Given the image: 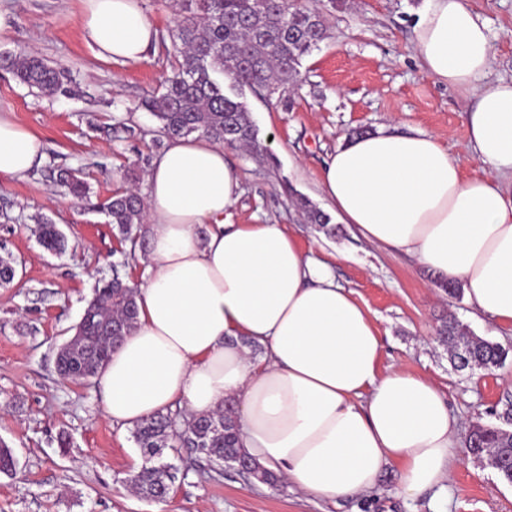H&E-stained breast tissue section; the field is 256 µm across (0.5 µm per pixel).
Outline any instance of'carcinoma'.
<instances>
[{"instance_id":"obj_1","label":"carcinoma","mask_w":512,"mask_h":512,"mask_svg":"<svg viewBox=\"0 0 512 512\" xmlns=\"http://www.w3.org/2000/svg\"><path fill=\"white\" fill-rule=\"evenodd\" d=\"M326 36L317 12L293 7L290 0H183L174 26L175 61L163 91L140 106L151 112L169 139L199 134L228 147L259 150L257 131L240 98L248 87L272 95L286 93L300 82L302 58ZM7 69L29 89L42 95H70L71 79L63 67L35 56H0ZM57 181L76 200L87 198L88 186L77 174L61 169ZM300 205L307 221L326 228L331 217L310 202ZM99 208L123 238L136 242L145 213L144 197L136 187L115 192ZM38 241L50 253L66 247L64 234L39 217ZM137 319L134 288L113 268L84 309L82 334L73 337L56 358L58 372L85 383L97 376L112 349L131 331ZM450 349L470 346L476 363L492 370L503 364L506 349L498 343L471 338L470 329L452 320L440 329ZM132 436L145 464L128 477L130 486L149 499L161 486L172 485L176 468L161 463L164 450L189 448L199 459L236 465L245 458L232 407L211 414L182 417L181 411L156 413L133 427ZM480 443L500 453L499 476L512 483V450L499 428L484 426Z\"/></svg>"}]
</instances>
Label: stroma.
<instances>
[{"label": "stroma", "mask_w": 512, "mask_h": 512, "mask_svg": "<svg viewBox=\"0 0 512 512\" xmlns=\"http://www.w3.org/2000/svg\"><path fill=\"white\" fill-rule=\"evenodd\" d=\"M486 19L494 52L490 79L512 77V0H467ZM424 0H301L319 12L327 36L301 61L299 89L243 99L258 131L260 152L226 148L242 194L224 214L228 224H282L302 250L326 263L338 284L367 308L383 339V366L432 379L459 422L458 456L446 488L415 499L394 494L395 470L377 488L333 505L300 494L290 483H250L227 467H198L180 450L166 501L134 495L129 475L143 464L130 427L104 415L98 382L75 384L55 370L58 347L69 340L97 282L112 265L139 281L144 250L125 258L129 242L98 206L126 187L127 170L165 147L158 121L139 108L170 71L175 0H143L159 39L145 61L98 58L82 29V0H0L12 28L0 55L34 54L69 68L81 90L67 98L38 96L0 70V110L37 133L44 160L26 176L0 182V256L16 261L13 283L0 285V440L17 466L0 473V512H512V484L467 457L474 426L502 425L512 408V329L475 312L464 294L448 296L414 259L373 247L345 224L329 233L306 223L299 206L329 205L320 186L323 161L351 130L397 124L437 135L451 154L467 157L464 92L436 84L413 53L412 25ZM134 128L136 137L125 134ZM78 171L89 185L81 201L56 180ZM64 233L54 255L37 239L36 216ZM508 352L500 368L455 370L437 330L448 318ZM70 445H59L60 436Z\"/></svg>", "instance_id": "1"}]
</instances>
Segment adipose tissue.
<instances>
[{"mask_svg": "<svg viewBox=\"0 0 512 512\" xmlns=\"http://www.w3.org/2000/svg\"><path fill=\"white\" fill-rule=\"evenodd\" d=\"M83 2L100 59L144 60L157 31L142 0ZM411 43L431 79L467 93L470 158L485 174H466L434 135L383 127L337 146L322 191L357 236L461 283L474 310L512 326V80L486 83L488 25L464 0H426ZM44 156L1 112L0 178ZM240 195L208 137L173 139L153 160L138 318L98 375L105 415L133 425L233 403L246 454L329 501L373 491L389 467L406 499L449 481L458 423L437 385L382 367L368 310L284 225L225 223Z\"/></svg>", "mask_w": 512, "mask_h": 512, "instance_id": "ef3b65f1", "label": "adipose tissue"}]
</instances>
